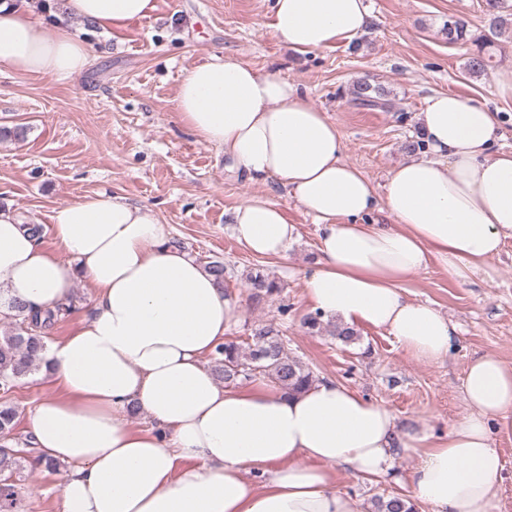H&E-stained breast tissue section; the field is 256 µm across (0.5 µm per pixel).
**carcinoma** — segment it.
Returning <instances> with one entry per match:
<instances>
[{"instance_id":"obj_1","label":"carcinoma","mask_w":512,"mask_h":512,"mask_svg":"<svg viewBox=\"0 0 512 512\" xmlns=\"http://www.w3.org/2000/svg\"><path fill=\"white\" fill-rule=\"evenodd\" d=\"M504 2L506 0H485L488 31L472 38L476 52L466 63L470 75L487 70L492 58L489 49L494 46L495 39L512 31V13L505 10ZM441 33L448 42L456 43L466 38V24L460 19H450L443 24ZM348 93L352 101L370 107L379 105L385 97L382 87L366 79L354 82ZM247 280L257 300L281 291L276 281L259 271L249 273ZM62 314L64 310L61 308L39 314L22 305H11L9 316L15 320V327L0 332V512H18V492L12 477L22 473L23 462L31 458L50 471L60 469L59 464L36 454L30 440L19 443L12 437L17 411L8 395L20 379L41 369L47 353L45 331ZM330 335L346 345L358 340L355 329L338 323L334 324ZM248 339L250 343L245 351L234 341H227L214 350L215 371L224 383L263 378L288 393H299L316 382L311 368L290 355L274 324L254 325ZM374 504V512H417L416 505L400 495L386 500L379 497Z\"/></svg>"}]
</instances>
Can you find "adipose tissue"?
Here are the masks:
<instances>
[{
  "mask_svg": "<svg viewBox=\"0 0 512 512\" xmlns=\"http://www.w3.org/2000/svg\"><path fill=\"white\" fill-rule=\"evenodd\" d=\"M154 9V0H60L48 23L35 0H0V66L79 77L91 50L69 19L117 30ZM271 10L274 36L302 53L359 37L369 19L365 0H271ZM176 108L234 170L277 179L313 217L318 257L301 273L312 310L388 330L425 362L449 354L455 325L402 285L433 263L467 279L512 238V150L496 147L495 112L471 96L428 97L417 116L426 149L380 193L345 160L335 123L277 74L210 57L185 71ZM51 222L57 253L0 206V313L11 302L55 308L80 277L96 291L85 322L50 348L57 393L31 417L38 453L65 467L62 512H359L335 467L381 475L398 450L416 457L409 494L433 512H492L499 443L512 439V362L474 357L462 378L467 412L436 437L334 380L292 396L263 384L227 389L202 358L240 310L171 243L153 208L97 192L58 206ZM233 234L281 260L301 236L263 197L235 208ZM133 405L150 428L129 426Z\"/></svg>",
  "mask_w": 512,
  "mask_h": 512,
  "instance_id": "ef3b65f1",
  "label": "adipose tissue"
}]
</instances>
